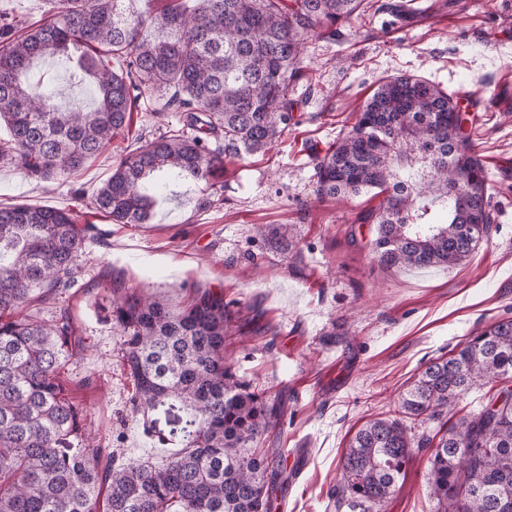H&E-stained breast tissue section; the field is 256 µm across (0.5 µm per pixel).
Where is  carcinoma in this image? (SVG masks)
Returning a JSON list of instances; mask_svg holds the SVG:
<instances>
[{"label": "carcinoma", "mask_w": 512, "mask_h": 512, "mask_svg": "<svg viewBox=\"0 0 512 512\" xmlns=\"http://www.w3.org/2000/svg\"><path fill=\"white\" fill-rule=\"evenodd\" d=\"M134 0H61L59 17L0 42V161L48 177L83 167L129 127L140 93L171 92L183 126L112 168L94 205L114 224L149 223L170 183L216 189L224 160L263 152L299 123L288 96L311 37L334 40L363 0H193L137 13ZM56 59L88 85L87 107L64 109L30 75ZM458 97L418 76L383 79L351 129L312 157L316 191L384 195L366 219L386 267L457 266L497 223L493 193ZM91 226L72 211L0 207V512H276L285 452L258 447L284 405L242 380L224 357L232 331L259 335L224 294L196 288L182 309L112 282L134 411L180 407L181 448L159 462L101 447L60 370L85 350L70 312L41 307L74 274ZM270 247L294 245L288 224ZM489 383L496 396L457 421L458 400ZM433 425L434 434L413 433ZM415 448L430 450L436 512H512V319H499L425 364L392 417L373 418L339 460L336 508L374 512Z\"/></svg>", "instance_id": "cac0c4a2"}]
</instances>
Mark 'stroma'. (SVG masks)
Here are the masks:
<instances>
[{"mask_svg":"<svg viewBox=\"0 0 512 512\" xmlns=\"http://www.w3.org/2000/svg\"><path fill=\"white\" fill-rule=\"evenodd\" d=\"M403 2L371 0L365 21L342 27L336 40L308 43L303 76L289 88L300 102L298 126L264 153L226 160L215 207H199L198 190L177 186L139 228L96 210L92 197L120 158L179 127V113L160 97L159 112L139 107L130 133L76 172L46 180L0 163V204L63 207L88 229L75 279L58 300L86 349L66 363L62 379L102 447L143 461L176 448L173 414L154 412L148 430L133 411L134 387L112 327L113 278L173 307L185 305L194 286L222 290L241 307L259 304L266 333L226 338L224 355L245 380L283 401L281 433L266 447L308 451L280 512H336L338 461L353 433L391 415L394 398L426 362L512 318V0H415L419 13L400 17L386 9ZM54 5L0 0V41ZM401 73L455 91L478 117L471 138L500 213L489 241L452 268L380 265L370 246L374 225L357 221L380 197L336 202L314 192L312 155L354 122L382 78ZM274 224L291 226V250L268 245L262 232ZM429 456L414 450L378 512H436Z\"/></svg>","mask_w":512,"mask_h":512,"instance_id":"stroma-1","label":"stroma"}]
</instances>
